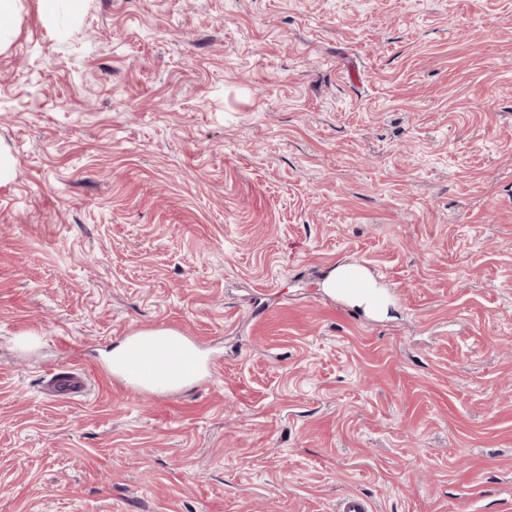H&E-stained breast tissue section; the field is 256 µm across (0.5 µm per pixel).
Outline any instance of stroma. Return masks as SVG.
I'll return each instance as SVG.
<instances>
[{
  "instance_id": "obj_1",
  "label": "stroma",
  "mask_w": 512,
  "mask_h": 512,
  "mask_svg": "<svg viewBox=\"0 0 512 512\" xmlns=\"http://www.w3.org/2000/svg\"><path fill=\"white\" fill-rule=\"evenodd\" d=\"M0 148V512H512V0H23ZM348 266L347 273L336 281V292L343 298H362L373 309L381 308L385 295L375 288L374 272L361 262ZM166 329L179 336H173L164 329L142 331L134 335L143 336V343L150 354L160 348V336H170L171 341L160 358L148 354L144 346L136 341L129 345L127 342L112 352L110 364L113 369L119 370L128 345L120 376L129 389L135 390L144 386L155 393L165 394L176 388L177 383L195 378L201 372L202 361L189 352L187 336H183L182 330L178 328ZM50 382L57 391L74 398L81 397L87 387V378L85 375L75 370L53 374L50 378Z\"/></svg>"
}]
</instances>
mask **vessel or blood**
Instances as JSON below:
<instances>
[{"label":"vessel or blood","instance_id":"obj_1","mask_svg":"<svg viewBox=\"0 0 512 512\" xmlns=\"http://www.w3.org/2000/svg\"><path fill=\"white\" fill-rule=\"evenodd\" d=\"M376 277L367 264L350 265L347 273L337 280L335 290L345 298L363 299L371 308H381L385 296L375 286ZM202 361L188 350V339L172 337L162 356L146 352L139 342L128 345L121 378L129 389L144 386L164 394L176 388L178 383L195 378L201 371ZM51 382L57 391L69 397L82 396L87 387L85 375L71 370L53 374Z\"/></svg>","mask_w":512,"mask_h":512}]
</instances>
